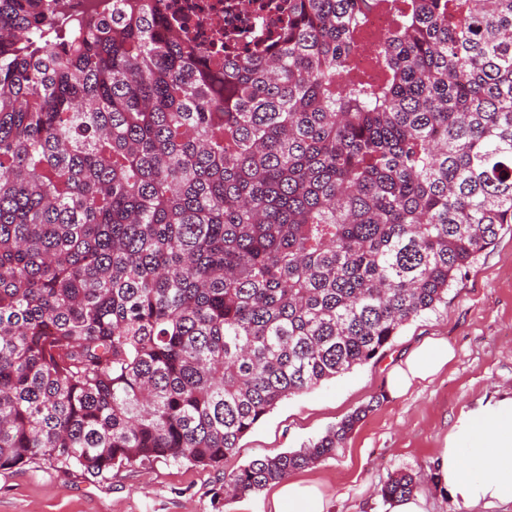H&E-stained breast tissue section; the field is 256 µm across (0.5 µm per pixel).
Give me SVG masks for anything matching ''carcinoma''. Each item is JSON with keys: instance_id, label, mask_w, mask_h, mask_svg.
<instances>
[{"instance_id": "obj_1", "label": "carcinoma", "mask_w": 512, "mask_h": 512, "mask_svg": "<svg viewBox=\"0 0 512 512\" xmlns=\"http://www.w3.org/2000/svg\"><path fill=\"white\" fill-rule=\"evenodd\" d=\"M158 0H0V469L212 466L384 354L512 225V0H288L211 58ZM371 406L224 497L330 458ZM392 474L384 501L409 496ZM69 2L90 26L112 10V0H69Z\"/></svg>"}]
</instances>
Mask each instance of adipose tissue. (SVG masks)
<instances>
[{
	"label": "adipose tissue",
	"mask_w": 512,
	"mask_h": 512,
	"mask_svg": "<svg viewBox=\"0 0 512 512\" xmlns=\"http://www.w3.org/2000/svg\"><path fill=\"white\" fill-rule=\"evenodd\" d=\"M455 356L442 339H429L389 374L391 397L437 376ZM435 480L452 501L475 508L512 501V396L462 414L435 460ZM275 512H325L316 485L291 479L274 496Z\"/></svg>",
	"instance_id": "ef3b65f1"
}]
</instances>
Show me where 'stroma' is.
<instances>
[{
    "instance_id": "stroma-1",
    "label": "stroma",
    "mask_w": 512,
    "mask_h": 512,
    "mask_svg": "<svg viewBox=\"0 0 512 512\" xmlns=\"http://www.w3.org/2000/svg\"><path fill=\"white\" fill-rule=\"evenodd\" d=\"M428 338L453 347L433 380L386 397L393 366ZM512 395V230L464 271L448 302L405 325L379 358L280 402L216 467L145 462L104 478L62 473L42 460L0 471V512H274V486L225 499L224 478L253 459L302 447L360 407L368 413L336 456L296 471L316 482L326 512H389L379 494L408 471L426 512H512V501L469 509L432 481L434 458L462 413Z\"/></svg>"
}]
</instances>
